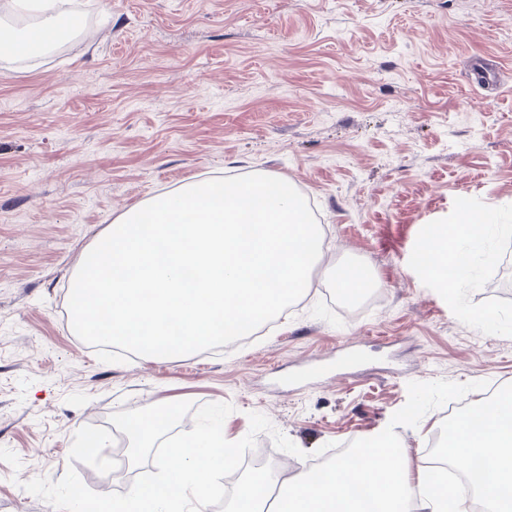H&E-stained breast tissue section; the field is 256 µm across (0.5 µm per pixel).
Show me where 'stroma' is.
Here are the masks:
<instances>
[{"label": "stroma", "instance_id": "stroma-1", "mask_svg": "<svg viewBox=\"0 0 512 512\" xmlns=\"http://www.w3.org/2000/svg\"><path fill=\"white\" fill-rule=\"evenodd\" d=\"M74 36L0 60V512H55L22 484L75 468V433L114 412L227 402L284 474L327 443L399 422L415 467L449 398L512 386V236L449 286L419 241L461 218L512 225V0H67ZM288 179L322 227L303 303L245 348L99 360L74 333L70 279L118 215L190 179ZM368 267L350 309L327 271ZM361 362L336 372L339 351ZM115 432L113 491L141 471Z\"/></svg>", "mask_w": 512, "mask_h": 512}]
</instances>
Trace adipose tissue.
I'll list each match as a JSON object with an SVG mask.
<instances>
[{"mask_svg": "<svg viewBox=\"0 0 512 512\" xmlns=\"http://www.w3.org/2000/svg\"><path fill=\"white\" fill-rule=\"evenodd\" d=\"M58 23L47 18L14 35L0 34V57L31 59L44 54L57 39ZM488 225L466 221L446 250L425 252L423 272L458 282L467 277L471 258L485 244ZM511 235V225L493 228ZM453 464L471 471L474 462L488 456L490 469L473 480L474 494L485 512H512V391L493 407L477 402L469 415L450 420L443 441ZM386 439H379L358 458L337 460L317 473L299 469L290 476L266 471L267 488L280 492L278 512H471L468 500L448 491L429 464L408 472L400 461L389 460Z\"/></svg>", "mask_w": 512, "mask_h": 512, "instance_id": "obj_1", "label": "adipose tissue"}]
</instances>
